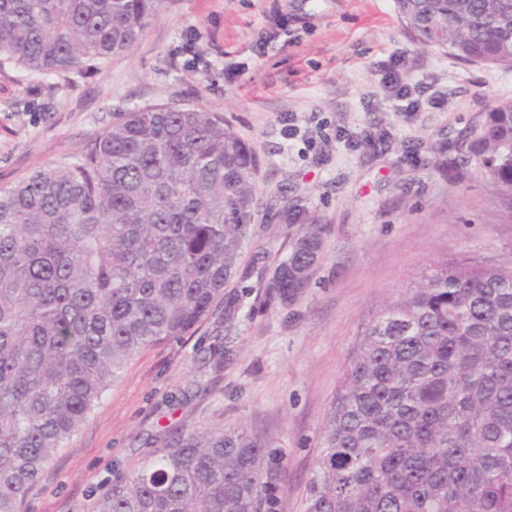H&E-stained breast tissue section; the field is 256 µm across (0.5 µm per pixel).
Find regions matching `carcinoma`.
I'll return each mask as SVG.
<instances>
[{
    "mask_svg": "<svg viewBox=\"0 0 512 512\" xmlns=\"http://www.w3.org/2000/svg\"><path fill=\"white\" fill-rule=\"evenodd\" d=\"M161 0H0V69L57 77L128 53ZM415 40L512 68V0H395ZM476 158L512 223V100ZM257 159L216 112L160 105L115 118L75 156L0 187V512H22L53 455L137 351L193 335L238 270ZM257 301L308 287L325 225L302 206ZM267 445L245 426L181 432L96 512H271ZM304 512H512V258L430 261L363 332L323 423Z\"/></svg>",
    "mask_w": 512,
    "mask_h": 512,
    "instance_id": "1",
    "label": "carcinoma"
}]
</instances>
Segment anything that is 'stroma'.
Segmentation results:
<instances>
[{
    "label": "stroma",
    "mask_w": 512,
    "mask_h": 512,
    "mask_svg": "<svg viewBox=\"0 0 512 512\" xmlns=\"http://www.w3.org/2000/svg\"><path fill=\"white\" fill-rule=\"evenodd\" d=\"M395 64L420 100L402 111L383 89ZM512 100V69L420 47L394 0H163L133 53L41 80L0 70V186L76 153L122 112L207 108L256 155L262 201L304 205L328 230L308 288L258 308L249 270L273 266L297 233L267 210L247 227L236 328L223 366L216 308L199 333L127 362L26 498L24 512H95L112 482L172 433L243 425L267 445L273 512H303L320 432L363 329L438 256L512 258V224L477 162L456 184L437 172ZM296 136H289L288 125Z\"/></svg>",
    "instance_id": "obj_1"
}]
</instances>
